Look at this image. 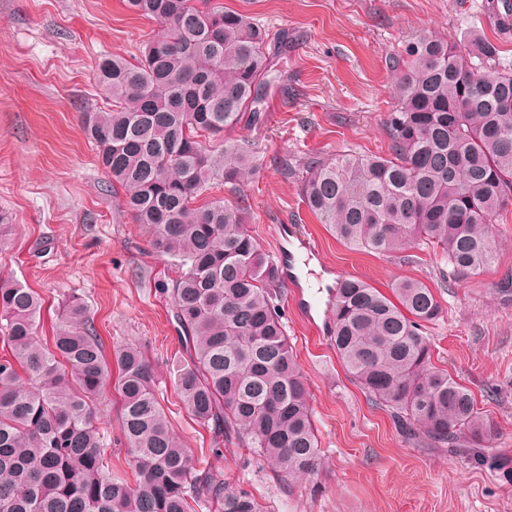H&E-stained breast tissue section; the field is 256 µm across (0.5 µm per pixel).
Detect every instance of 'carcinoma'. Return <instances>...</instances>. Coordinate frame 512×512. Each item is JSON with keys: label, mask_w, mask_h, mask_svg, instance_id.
<instances>
[{"label": "carcinoma", "mask_w": 512, "mask_h": 512, "mask_svg": "<svg viewBox=\"0 0 512 512\" xmlns=\"http://www.w3.org/2000/svg\"><path fill=\"white\" fill-rule=\"evenodd\" d=\"M160 31L140 55L97 65L105 106L82 115L88 140L135 223L170 256L167 289L188 359L174 369L187 413L290 479L321 459L310 392L276 303L283 279L248 229L245 201L210 189L257 169L252 144L224 136L255 121L270 84L269 34L216 0H127ZM421 35L392 60L389 153L308 163L302 203L357 251L398 253L422 241L458 276L496 258L491 226L512 206V72L496 47ZM388 296L349 277L336 284L330 341L349 376L386 407L405 437L479 457L497 437L472 391L434 366L428 325L442 307L425 283ZM44 299L0 276V512H265L249 492L202 472L167 421L156 371L135 343L106 353L84 304L70 301L38 336ZM135 483L112 472L105 394Z\"/></svg>", "instance_id": "carcinoma-1"}]
</instances>
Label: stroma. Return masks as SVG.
<instances>
[{
	"instance_id": "1",
	"label": "stroma",
	"mask_w": 512,
	"mask_h": 512,
	"mask_svg": "<svg viewBox=\"0 0 512 512\" xmlns=\"http://www.w3.org/2000/svg\"><path fill=\"white\" fill-rule=\"evenodd\" d=\"M223 3L288 41L261 124L230 132L250 141L258 171L240 192L220 194L244 197L261 248L286 254L278 303L310 386L317 472L290 480L248 448L228 443L213 452L211 432L178 399L169 365L184 352L166 291L172 262L106 192L81 122L102 105L99 58L136 55L159 29L122 0H0V214L13 226L0 273L37 291L52 312L80 298L106 348L139 344L198 467L250 492L268 512H512V208L493 226L494 264L462 278L425 244L411 262L346 247L299 194L311 158L387 152L392 58L419 35L470 49L493 43L500 66L512 68V23H499L505 0ZM345 275L383 291L402 278L434 289L443 311L428 329L433 361L493 417L495 447L463 458L406 439L350 380L327 336L330 294Z\"/></svg>"
}]
</instances>
